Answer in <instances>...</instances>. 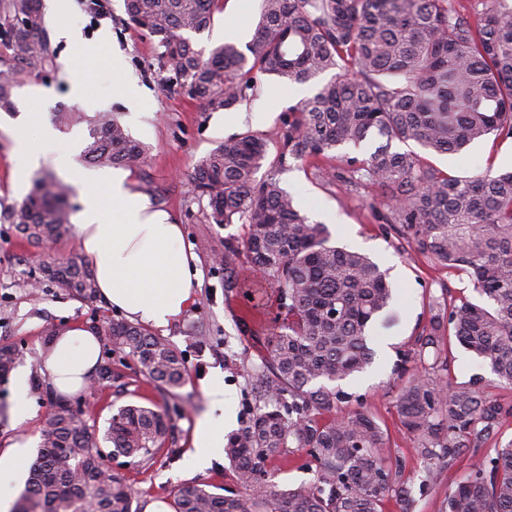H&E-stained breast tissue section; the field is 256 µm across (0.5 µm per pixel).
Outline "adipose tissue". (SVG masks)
Wrapping results in <instances>:
<instances>
[{
    "label": "adipose tissue",
    "instance_id": "1",
    "mask_svg": "<svg viewBox=\"0 0 512 512\" xmlns=\"http://www.w3.org/2000/svg\"><path fill=\"white\" fill-rule=\"evenodd\" d=\"M83 208L75 230L97 280L98 295L130 320L164 328L195 302L198 258L182 243L181 224L170 220L152 200L133 189L127 171L74 178ZM100 345L88 330L61 331L54 350L44 355L41 373L60 394L87 388ZM193 463L209 464L224 449V420L206 414L194 424Z\"/></svg>",
    "mask_w": 512,
    "mask_h": 512
}]
</instances>
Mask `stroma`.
I'll use <instances>...</instances> for the list:
<instances>
[{"instance_id":"35a3bbf8","label":"stroma","mask_w":512,"mask_h":512,"mask_svg":"<svg viewBox=\"0 0 512 512\" xmlns=\"http://www.w3.org/2000/svg\"><path fill=\"white\" fill-rule=\"evenodd\" d=\"M105 14L89 7L90 0H71L69 9L59 15L46 13L45 20L58 55L60 68L50 74H31L13 90V111L0 109V199L13 203L23 195L18 181H32L14 160L13 132L27 126L28 134L41 152L39 174H57L60 154L73 155L77 172L92 174L99 167L84 161L82 150L88 139L86 124L58 127L56 138L41 140L37 125L28 117L75 111L87 116L111 113L133 139L146 149L143 169L132 171L131 180L183 224L185 241L199 258L200 276L195 287L196 301L182 317L158 335L183 355L189 379L185 386L167 393L156 389L136 363L120 353H111L103 329L107 319L118 317V310L105 302L80 301L49 284L32 290L38 275L39 257L83 259L75 236L53 243L32 244L22 239L14 225L0 223V344L14 345L20 355L16 373L27 382L40 379L44 331L48 326L63 329L79 325L96 330L101 352L112 355V362L123 374L122 386L90 382L69 395L78 416L89 431L103 435L119 406L133 402H155L166 406L172 417L173 457L157 454L147 463H132L119 457L108 460L112 472L123 475L135 491L137 512H149L156 501H169L174 491L188 483L205 484L220 494L242 493L231 478L225 458L214 459L204 469L188 465L194 451L193 430L197 417L211 410L205 391L208 383L224 385V405L232 409V430L246 426L259 400L252 385V374L266 352V341L281 325L278 292L271 279L257 274L247 258L236 264L238 285L224 286V241L243 237L241 224H214L204 203L198 202L187 186V177L199 160L225 138L252 131L276 138L288 107L312 95L316 82L284 85L264 79L256 94L235 108L203 111L199 103L182 92L170 89L160 70L154 47L147 37L136 34L126 24L123 0H103ZM260 0H226L209 32L199 36L202 44L248 40ZM77 30L80 41L70 44L57 39L60 26ZM120 57L121 71H113V57ZM83 78V101L69 96V74ZM431 163L457 176H470L476 170L512 168V140L487 138L458 154L434 155ZM282 187L293 193L301 211L312 221L327 225L333 244L367 254L387 270L397 300V320L390 328L373 331L376 362L371 371L344 383L350 393L349 409L371 412L390 432L392 451L405 465L406 476L427 477V485L415 492L413 512H442L450 486L467 470L471 458L461 456L452 467L427 466L415 454L404 432L396 408L399 381L392 368L397 351L417 329L429 320L428 300L448 288L458 299L473 303L480 297L466 276L438 269L429 260L408 255L404 244L387 235L382 223L372 215L369 204L375 190L369 185H327L314 175L310 164L300 165L280 175ZM450 374L457 381L482 376L497 397L512 401V388L497 386L488 368L459 345L450 351ZM55 391L37 395L32 390L18 392L14 375L0 380V456L17 446L25 454L12 467L0 468V512H13L22 495L28 469L37 455L43 421L55 399ZM23 421H16L17 412Z\"/></svg>"}]
</instances>
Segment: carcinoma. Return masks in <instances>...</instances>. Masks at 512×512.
<instances>
[{
  "mask_svg": "<svg viewBox=\"0 0 512 512\" xmlns=\"http://www.w3.org/2000/svg\"><path fill=\"white\" fill-rule=\"evenodd\" d=\"M223 8L224 0H124L128 26L153 41L167 82L206 112L246 101L263 76L290 84L332 76L288 107L274 155L267 136L237 135L189 176L212 223L246 226L241 240L225 241L224 287H236L242 248L254 270L276 282L283 318L255 377L262 405L224 443L248 493L224 496L186 484L173 493L175 512H383L391 499L401 512L414 507L413 480L402 479L388 431L368 412L346 409L351 395L342 390L373 362L370 331L395 289L369 257L331 245L326 226L310 221L280 185L288 167L343 149V166L315 176L374 186V217L414 255L466 274L490 302L457 301L446 288L430 296L428 323L395 363L397 408L422 460L451 467L466 451L476 456L448 489L442 512H512V440L497 438L512 418V401L486 393L477 378H450L440 348L445 336L454 338L512 387V171L494 173L489 165L459 177L392 149L412 141L442 155L491 135L512 139V0H473L462 9L451 0H261L244 47L194 41ZM1 25L0 109L10 110L13 89L33 72L56 69L57 53L42 0H0ZM55 120L87 124L83 156L91 163L129 170L146 163L144 147L112 117L58 112ZM68 192L62 181L36 176L24 200L0 199V222L30 243L60 239L70 232ZM41 277L76 299L97 296L86 262L49 257ZM108 336L155 388L185 384L184 358L165 339L119 319ZM17 362L15 346L0 344V378ZM170 438L168 409L153 402L119 407L103 435L106 454L141 463ZM490 442L494 451L483 452ZM290 448L309 456L312 478L284 489L265 463ZM106 454L72 405L54 400L14 512H84L88 504L97 512H135L124 476L102 477Z\"/></svg>",
  "mask_w": 512,
  "mask_h": 512,
  "instance_id": "1",
  "label": "carcinoma"
}]
</instances>
